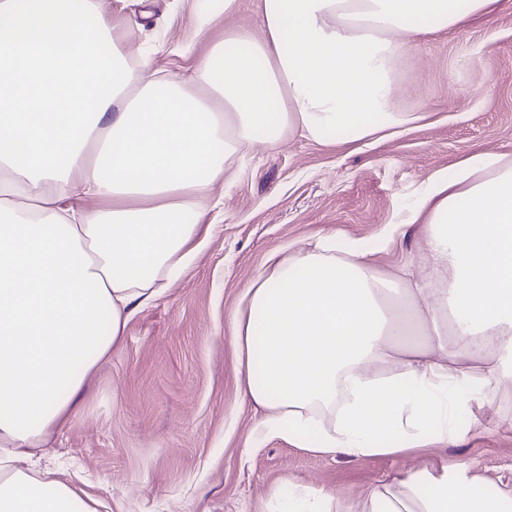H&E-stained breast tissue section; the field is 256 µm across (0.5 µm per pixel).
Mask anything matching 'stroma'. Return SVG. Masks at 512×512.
<instances>
[{
	"label": "stroma",
	"instance_id": "obj_1",
	"mask_svg": "<svg viewBox=\"0 0 512 512\" xmlns=\"http://www.w3.org/2000/svg\"><path fill=\"white\" fill-rule=\"evenodd\" d=\"M119 17V39L157 68L183 75L209 0H90ZM396 104L424 118L402 135L322 146L300 138L248 153L216 186L222 205L200 228L203 247L165 297L131 320L87 384L77 413L40 466L82 486L98 512H281L307 486L327 512L420 472L441 455L476 475L477 489L512 494V391L480 435L440 448L355 459L299 447L258 426L241 392L228 313L267 259L329 232L373 242L400 223L422 183L477 152L512 157V0L417 39L400 66ZM416 227L377 255L389 271L428 265Z\"/></svg>",
	"mask_w": 512,
	"mask_h": 512
}]
</instances>
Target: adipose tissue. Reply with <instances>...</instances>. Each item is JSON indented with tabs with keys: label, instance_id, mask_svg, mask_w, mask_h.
I'll list each match as a JSON object with an SVG mask.
<instances>
[{
	"label": "adipose tissue",
	"instance_id": "ef3b65f1",
	"mask_svg": "<svg viewBox=\"0 0 512 512\" xmlns=\"http://www.w3.org/2000/svg\"><path fill=\"white\" fill-rule=\"evenodd\" d=\"M494 2L258 0V30L212 41L202 20L205 53L169 78L88 0H0V512H97L28 463L192 261L233 164L294 136L401 133L420 119L394 107L410 37ZM406 222L434 278L410 261L382 272L390 236L345 246L330 233L270 261L229 312L262 430L356 459L483 432L480 409L512 389V162L478 153L430 178ZM475 482L444 459L344 512H507Z\"/></svg>",
	"mask_w": 512,
	"mask_h": 512
}]
</instances>
